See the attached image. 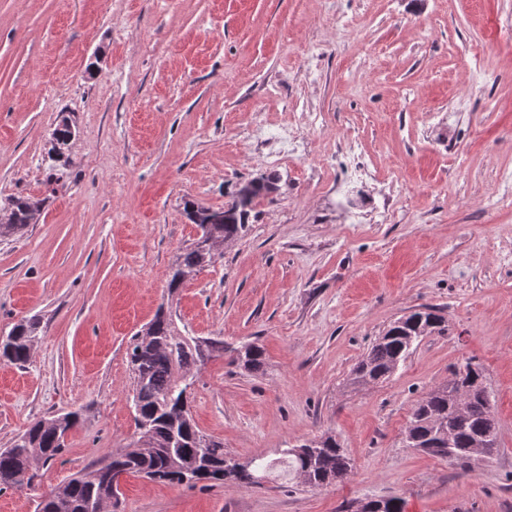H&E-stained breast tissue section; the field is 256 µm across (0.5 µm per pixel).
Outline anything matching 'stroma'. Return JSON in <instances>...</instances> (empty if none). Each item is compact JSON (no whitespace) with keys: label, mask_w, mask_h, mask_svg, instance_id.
Returning <instances> with one entry per match:
<instances>
[{"label":"stroma","mask_w":512,"mask_h":512,"mask_svg":"<svg viewBox=\"0 0 512 512\" xmlns=\"http://www.w3.org/2000/svg\"><path fill=\"white\" fill-rule=\"evenodd\" d=\"M324 114L294 150L282 129ZM72 140L54 153L62 121ZM266 140L249 136L253 127ZM374 171L350 199L336 156ZM512 0H0V208L36 224L0 237V334L41 333L0 363V448L31 422L82 413L34 487L0 512L123 448L134 432L131 337L168 301L179 327L258 341L263 372L212 359L191 413L237 459L335 434L343 481L259 489L126 476L120 512H341L398 498L405 512H512ZM278 174L247 234L167 296L195 239L185 201L223 208ZM403 185L398 203L390 181ZM393 204L388 224L347 222ZM432 306L448 333L416 343L386 380L348 383L396 318ZM485 370L498 446L471 468L405 447L413 406L455 367ZM37 212V204L22 198L12 200L8 209L3 214L0 213V237L9 236L30 224H36ZM39 333L40 323L35 319L14 324L7 336L0 341V359L25 366L31 360Z\"/></svg>","instance_id":"35a3bbf8"}]
</instances>
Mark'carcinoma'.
I'll use <instances>...</instances> for the list:
<instances>
[{
	"mask_svg": "<svg viewBox=\"0 0 512 512\" xmlns=\"http://www.w3.org/2000/svg\"><path fill=\"white\" fill-rule=\"evenodd\" d=\"M279 176L269 173L239 184L231 202L222 209L187 205L192 223L202 233L213 236L217 246L231 243L246 232L257 202L278 191ZM38 206L26 199L11 201L0 213V237L9 236L37 223ZM215 253L205 252L191 243L179 252L172 264L167 283L168 297H173L186 278L210 265ZM448 331L445 318L434 307H423L394 321L367 350L353 368L354 384H370L388 378L425 336ZM40 323L34 319L13 325L0 341V359L24 366L30 362L39 339ZM232 353L231 362L248 372L258 373L265 366V352L257 342L243 343L232 349L214 337L187 336L179 329L172 309L157 310L153 319L131 339L127 355L133 379L132 403L135 431L132 441L112 453V472L169 484L232 482L245 488H260L276 470L293 476L312 489L343 480L350 472V462L336 436L325 432L305 440L298 450L282 458L266 461L254 457L242 466L224 454V442L204 434L191 412V394L185 392L184 380L198 378L206 359ZM81 413L68 411L50 420H36L13 445L0 450V490L30 487L26 471L34 462L48 463L65 447L67 433L79 424ZM496 425L490 393L475 392L464 408L448 396L445 387L431 390L410 414L403 441L432 456L466 464L465 448L474 435ZM454 434V449H448V432ZM207 444L208 457H197L200 444ZM49 501L36 512H85L90 500L118 494L112 476L93 463L66 482L49 491Z\"/></svg>",
	"mask_w": 512,
	"mask_h": 512,
	"instance_id": "carcinoma-1",
	"label": "carcinoma"
}]
</instances>
